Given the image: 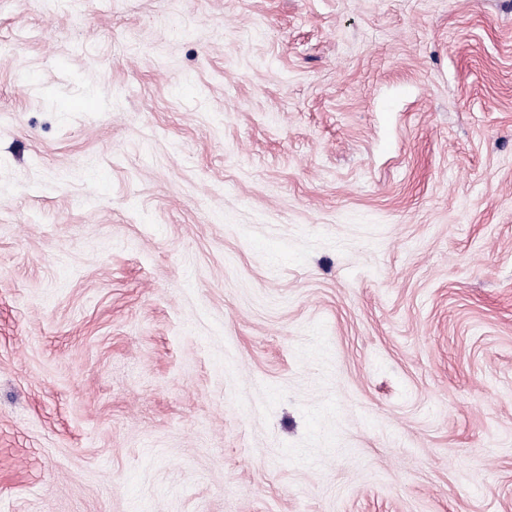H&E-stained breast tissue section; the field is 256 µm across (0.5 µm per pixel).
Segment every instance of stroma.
Instances as JSON below:
<instances>
[{"instance_id":"1","label":"stroma","mask_w":512,"mask_h":512,"mask_svg":"<svg viewBox=\"0 0 512 512\" xmlns=\"http://www.w3.org/2000/svg\"><path fill=\"white\" fill-rule=\"evenodd\" d=\"M0 512H512V0H0Z\"/></svg>"}]
</instances>
